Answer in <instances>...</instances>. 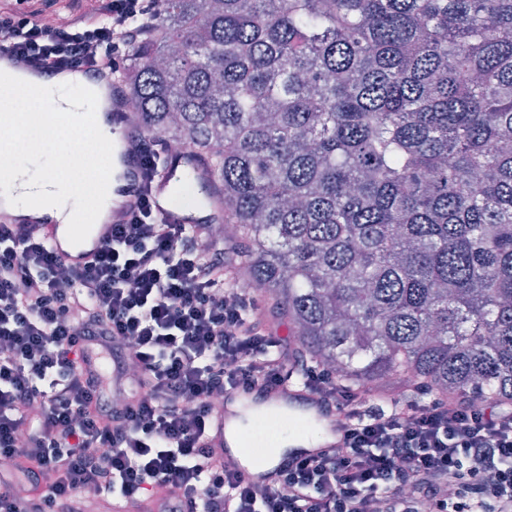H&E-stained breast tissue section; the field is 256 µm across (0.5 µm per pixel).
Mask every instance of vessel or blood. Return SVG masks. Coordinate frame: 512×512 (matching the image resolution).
Here are the masks:
<instances>
[{
  "instance_id": "1",
  "label": "vessel or blood",
  "mask_w": 512,
  "mask_h": 512,
  "mask_svg": "<svg viewBox=\"0 0 512 512\" xmlns=\"http://www.w3.org/2000/svg\"><path fill=\"white\" fill-rule=\"evenodd\" d=\"M85 81L99 85L110 96L111 106L107 120L118 134L112 145V153L106 165L112 170L111 179L103 180V195L112 199V208L105 223L85 225L79 235L66 233L57 221L29 212L18 214L0 207V222L4 224L37 225L46 241L72 264L81 266L94 256L97 243L110 235L113 225L124 223L128 207L141 189H148L155 212L173 224H207L218 220L220 211L215 207L197 208L186 213L181 206L174 204L175 175L186 165L184 156L172 158L151 181H144L142 162L131 140L132 123L130 109L121 93V85L112 76L93 71H84ZM55 113L60 121L88 116L90 110L83 100L82 92L57 99ZM255 406L273 410L288 409L299 413L313 423V430L299 435L294 446L282 455L279 461L259 465L255 457L260 446L250 445L240 438L238 424L246 412ZM344 432L338 417L325 409L319 398L305 391L291 388L276 389L265 393L233 391L224 396V411L214 420L212 439L224 448V463L227 468L241 473L256 485L265 486L273 482L283 463L319 455L343 443Z\"/></svg>"
}]
</instances>
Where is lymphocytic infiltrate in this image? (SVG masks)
<instances>
[{"label":"lymphocytic infiltrate","mask_w":512,"mask_h":512,"mask_svg":"<svg viewBox=\"0 0 512 512\" xmlns=\"http://www.w3.org/2000/svg\"><path fill=\"white\" fill-rule=\"evenodd\" d=\"M158 0H0V37L46 72L124 68ZM211 225L171 224L148 193L75 267L0 223V512H512V404L381 399L276 336ZM340 418L342 447L258 486L210 439L234 390L292 385Z\"/></svg>","instance_id":"1"}]
</instances>
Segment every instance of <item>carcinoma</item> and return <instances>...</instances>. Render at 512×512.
<instances>
[{"instance_id":"obj_1","label":"carcinoma","mask_w":512,"mask_h":512,"mask_svg":"<svg viewBox=\"0 0 512 512\" xmlns=\"http://www.w3.org/2000/svg\"><path fill=\"white\" fill-rule=\"evenodd\" d=\"M131 57L302 355L512 402V0H169Z\"/></svg>"}]
</instances>
